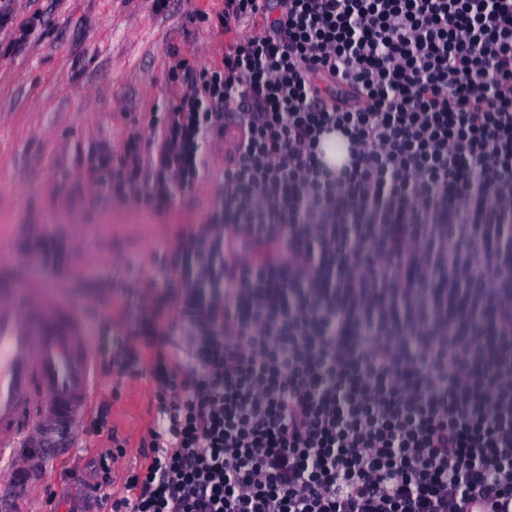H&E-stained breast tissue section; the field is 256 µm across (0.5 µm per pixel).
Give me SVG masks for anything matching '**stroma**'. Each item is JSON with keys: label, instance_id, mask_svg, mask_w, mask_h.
Masks as SVG:
<instances>
[{"label": "stroma", "instance_id": "obj_1", "mask_svg": "<svg viewBox=\"0 0 512 512\" xmlns=\"http://www.w3.org/2000/svg\"><path fill=\"white\" fill-rule=\"evenodd\" d=\"M14 23L0 27V242L26 253L47 233L67 249L46 276L85 323L91 338L113 332L108 306L122 280L149 270L159 245L180 225L200 224L224 189V146H208L209 165L172 204L153 207L114 197L96 184L87 160L101 142L123 154L131 133L151 152L154 120L173 111L186 88L182 74L223 66L224 48L250 25L224 29V0H13ZM42 23L22 47L15 27ZM99 395L110 427L127 441L124 461L145 463L141 439L155 417V383L117 368L100 372ZM100 437L61 453L37 489L70 490V472L93 482Z\"/></svg>", "mask_w": 512, "mask_h": 512}]
</instances>
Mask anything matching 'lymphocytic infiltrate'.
Segmentation results:
<instances>
[{
  "mask_svg": "<svg viewBox=\"0 0 512 512\" xmlns=\"http://www.w3.org/2000/svg\"><path fill=\"white\" fill-rule=\"evenodd\" d=\"M245 22L150 153L90 156L161 207L233 136L96 348L156 384L112 512H512V0H224Z\"/></svg>",
  "mask_w": 512,
  "mask_h": 512,
  "instance_id": "f902f5d3",
  "label": "lymphocytic infiltrate"
}]
</instances>
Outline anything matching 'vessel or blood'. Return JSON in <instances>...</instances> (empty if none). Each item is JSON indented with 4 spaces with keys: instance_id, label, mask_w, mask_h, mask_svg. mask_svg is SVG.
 I'll use <instances>...</instances> for the list:
<instances>
[{
    "instance_id": "1",
    "label": "vessel or blood",
    "mask_w": 512,
    "mask_h": 512,
    "mask_svg": "<svg viewBox=\"0 0 512 512\" xmlns=\"http://www.w3.org/2000/svg\"><path fill=\"white\" fill-rule=\"evenodd\" d=\"M93 343L73 308L31 280L8 249L0 250V474L19 449L40 445L37 469L63 449L78 448L80 426L100 390ZM90 485L66 496L65 512H103Z\"/></svg>"
}]
</instances>
